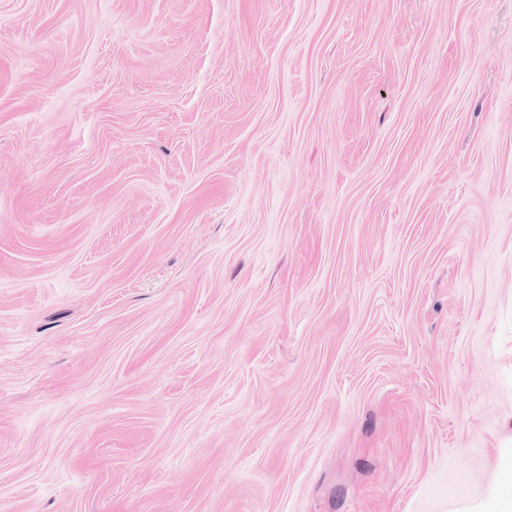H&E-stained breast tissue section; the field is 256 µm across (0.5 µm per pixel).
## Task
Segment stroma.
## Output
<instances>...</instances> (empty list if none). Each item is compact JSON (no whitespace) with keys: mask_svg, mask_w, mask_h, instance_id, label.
I'll use <instances>...</instances> for the list:
<instances>
[{"mask_svg":"<svg viewBox=\"0 0 512 512\" xmlns=\"http://www.w3.org/2000/svg\"><path fill=\"white\" fill-rule=\"evenodd\" d=\"M512 439V0H0V512H452Z\"/></svg>","mask_w":512,"mask_h":512,"instance_id":"1","label":"stroma"}]
</instances>
